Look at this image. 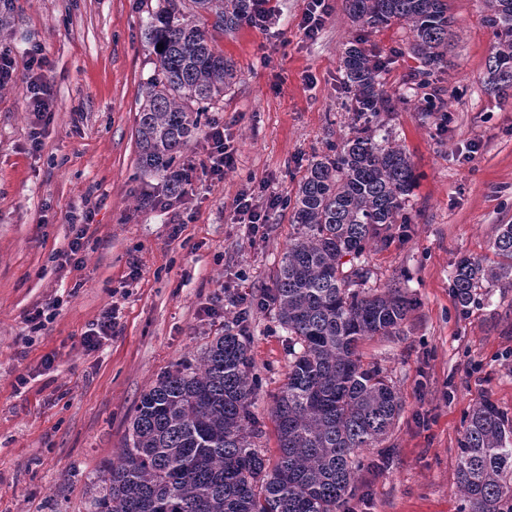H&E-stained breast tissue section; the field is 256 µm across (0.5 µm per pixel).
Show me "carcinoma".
<instances>
[{
  "mask_svg": "<svg viewBox=\"0 0 512 512\" xmlns=\"http://www.w3.org/2000/svg\"><path fill=\"white\" fill-rule=\"evenodd\" d=\"M496 38L484 87L512 96V0H486ZM361 27L396 24L409 31L424 80L448 63V0H345ZM249 0H159L144 34L153 73L137 113L139 162L164 178V194L185 190L180 159L203 114L224 100L233 65L215 34L244 24ZM344 85L361 120L353 136L316 157L298 182L294 236L264 306L288 336V377L270 411L278 456L256 448L251 411L258 389L243 330L227 329L197 364L176 368L145 391L130 422V443L103 471L91 512H340L364 466L360 448L379 446L402 404L360 345L398 336L415 300L401 288L367 286L365 255L387 224L404 215L416 175L402 145L376 140L370 119L385 110L382 68L360 43L343 52ZM501 258L456 264L452 292L465 311L484 285L512 282V224L499 225ZM461 512H512V416L485 399L467 414L459 440Z\"/></svg>",
  "mask_w": 512,
  "mask_h": 512,
  "instance_id": "cac0c4a2",
  "label": "carcinoma"
}]
</instances>
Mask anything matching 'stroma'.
I'll return each instance as SVG.
<instances>
[{
  "label": "stroma",
  "instance_id": "obj_1",
  "mask_svg": "<svg viewBox=\"0 0 512 512\" xmlns=\"http://www.w3.org/2000/svg\"><path fill=\"white\" fill-rule=\"evenodd\" d=\"M317 38L297 24L306 0H272L266 28L218 35L234 79L183 152L193 181L183 202L144 204L163 183L139 164L136 113L156 57L143 37L157 0H9L0 7V52L16 78L0 92V512H89L100 472L124 448L143 392L164 373L195 363L234 327L241 293L272 287L294 233L289 207L268 209L258 231L237 223L233 201L258 206L289 197L314 156L351 137L343 85L346 44L385 61L387 107L378 121L409 153L417 185L407 223L390 225L367 255L373 285H400L416 300L398 336L361 347L398 393L387 439L361 449L364 467L348 505L355 512H460L456 494L463 421L485 399L512 415V283L481 289L460 314L451 293L465 256L493 259L512 224V99L483 85L495 37L485 0H448V65L432 77L445 112H426L413 85L418 61L399 26L361 28L344 0ZM45 59L50 112L36 123L25 63ZM223 124L235 165L211 182L206 127ZM41 131L32 150L30 131ZM91 213L73 267L69 219ZM138 261L139 275L129 264ZM61 305L39 331L27 321ZM118 306L117 332L87 350L84 332ZM248 343L262 379L252 411L259 446L274 456L270 408L288 375L285 333L274 311L253 310Z\"/></svg>",
  "mask_w": 512,
  "mask_h": 512
}]
</instances>
